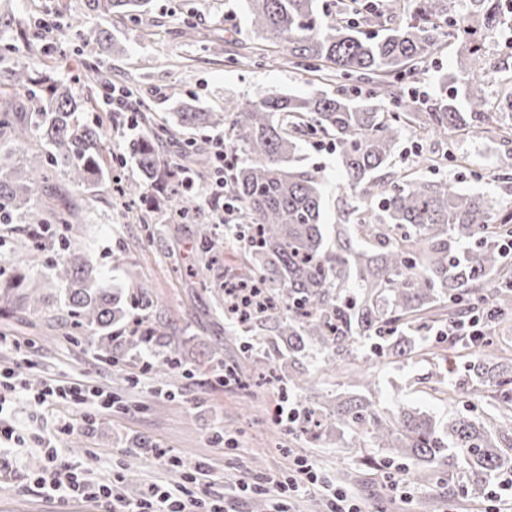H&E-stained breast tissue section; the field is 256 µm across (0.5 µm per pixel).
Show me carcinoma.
Listing matches in <instances>:
<instances>
[{
  "instance_id": "obj_1",
  "label": "carcinoma",
  "mask_w": 512,
  "mask_h": 512,
  "mask_svg": "<svg viewBox=\"0 0 512 512\" xmlns=\"http://www.w3.org/2000/svg\"><path fill=\"white\" fill-rule=\"evenodd\" d=\"M253 31L288 50L300 66L331 68L338 80H367L384 95L396 98L395 82L413 75L448 37L456 45L453 85L423 112H391L344 92L306 96L264 93L256 99L224 102V111L186 104L175 121L157 120L134 92L137 119L145 132L131 150L145 182L163 188L180 175L160 158L156 143L176 129L227 127L239 145L241 159L227 168V194L241 206L238 219L247 231L243 273L238 281L261 291L266 303L243 314L227 298H219L224 318L244 333L265 330L285 344L291 357L312 348L330 360L345 359L360 340L373 350L399 360H426L432 333L467 320L488 305L491 323L512 319V266L501 245L512 237V210L482 194L463 193L446 180H426L413 172L398 179L377 175L393 157L406 133L443 137L450 130L480 134L512 143V125L499 113L512 112V93L490 111L486 39L497 33L512 50V0H416L411 22L398 21L397 2L352 0L348 16L325 19L318 0H247ZM150 0H90L105 15L142 12ZM378 26L381 36H363L360 26ZM8 86L25 96L29 111H13L14 102L0 101V248L9 239L23 241L31 252L58 245L70 249L72 206L36 205L34 191L51 186L62 175L95 192L109 178L113 189L134 197L137 182L124 183L112 174L102 155V128L84 112L87 101L60 82L47 67L33 76L22 66L8 73ZM461 84L463 100H458ZM334 140L336 165L342 176L336 189L349 198L347 223L336 224V245L326 243L322 213L326 183L297 165V134L305 128ZM30 140L48 146L44 162L30 171L11 164L18 146ZM202 253L218 257L223 242L211 226L199 224ZM64 297L69 336L98 339L100 357L117 362L114 352L161 350L173 337L151 318L152 293L141 284L114 287L80 254L55 264L45 275ZM28 271L0 261V306L14 312L35 308L42 297L28 288ZM468 364L443 356L448 370L426 381L479 399V387H492L495 422L465 414L438 428L431 418L400 408L396 415L352 393L336 404L317 400L318 381L311 373L290 381L302 400L290 423L311 441L336 426V447L355 448L345 439L365 437L386 449L382 466L412 461V480L434 484L443 472L463 471L462 488L448 482V498L481 494L490 480L512 464V436L496 424H512V358L486 361L466 354Z\"/></svg>"
}]
</instances>
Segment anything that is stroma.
Instances as JSON below:
<instances>
[{
    "mask_svg": "<svg viewBox=\"0 0 512 512\" xmlns=\"http://www.w3.org/2000/svg\"><path fill=\"white\" fill-rule=\"evenodd\" d=\"M0 12L17 24L0 32V75L16 63L40 70L58 67L57 76L72 85L90 104L100 102L96 74L78 67L84 46L65 21L80 14L86 30L107 31L124 46L120 55H102L99 68L116 86L135 85L156 117L176 111L187 101L219 110L230 99L251 98L277 91L307 95L336 92V82L324 73L291 63L282 48L259 39L245 0H151L148 10L112 18L91 10L88 0H0ZM455 54L442 46L417 76L399 84L396 106L420 109L419 94L438 98L442 79L452 72ZM143 131L128 117L105 121L102 148L116 174L139 181L130 142ZM417 171L423 178L448 180L467 193L496 197L512 205V156L482 137L449 132L446 138L407 134L387 167L397 175ZM65 198L79 207L76 250L107 279L124 282V266L113 256L128 257L138 278L151 291L161 320L177 332L176 345L186 360L213 359L211 371L191 376L159 377L142 372L141 359L127 354L117 364L100 359L90 341L64 336L62 296L50 297L38 311L0 316V332L18 337L17 350L0 352V365L13 368L30 389L46 380H81L112 395L110 411L97 414L91 430L61 436L57 443L64 459L89 465L95 475L112 480L122 497L135 500L149 487L177 481L178 476L152 462L140 450L149 444L165 449L187 465L205 466L215 480L190 484L194 496L223 493L236 512H266V498L244 495L241 479L248 475L287 479L295 459L303 457L335 485L349 490L365 512H432V489L417 488L412 502H402L389 490L379 464L385 451L362 448L349 454L332 442L306 441L288 427L280 409L297 405L298 397L281 381L261 388L243 387L226 376L227 370L250 373L275 350H262L250 335L227 327L217 310V292L202 287L198 278L176 273V266L203 269L196 227L176 220L173 211L148 207L126 208L102 187L95 199L61 180ZM318 371L328 397L344 392L366 395L387 411L409 407L447 423L449 416L469 413L489 419L491 398L470 404L449 403L446 395L426 387L432 370L428 362L397 359L325 366L317 352L289 361L286 372ZM37 409L27 400L16 405V420L25 443L17 453L28 474L44 466L36 421ZM0 512H106L83 500L60 502L46 497L32 483H0Z\"/></svg>",
    "mask_w": 512,
    "mask_h": 512,
    "instance_id": "stroma-1",
    "label": "stroma"
}]
</instances>
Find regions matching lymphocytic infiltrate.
Wrapping results in <instances>:
<instances>
[{"mask_svg":"<svg viewBox=\"0 0 512 512\" xmlns=\"http://www.w3.org/2000/svg\"><path fill=\"white\" fill-rule=\"evenodd\" d=\"M216 164L211 173L210 194L206 205L209 217L216 224L233 223L237 206L224 194V166L228 155L224 151L223 139L212 144ZM28 397L37 406L72 404L81 408V420H63L51 425L43 439L45 464L35 477L39 489L47 497L59 500L78 498L85 501L118 506L120 512H231L223 498L203 500L192 496L181 484L170 487H150L143 496L133 502H123L111 481L92 477L88 468L78 463L63 461L55 443L58 435L78 429L90 428L94 414L112 407V396L103 389H88L72 381L50 380L39 390L27 392L13 370L0 369V444L18 443L23 439L15 420L14 407L20 397ZM320 477L308 460L296 463L294 475L281 481L271 477H245L240 483L241 491L255 496H266L272 501V512H288V501L302 486H315Z\"/></svg>","mask_w":512,"mask_h":512,"instance_id":"f902f5d3","label":"lymphocytic infiltrate"}]
</instances>
